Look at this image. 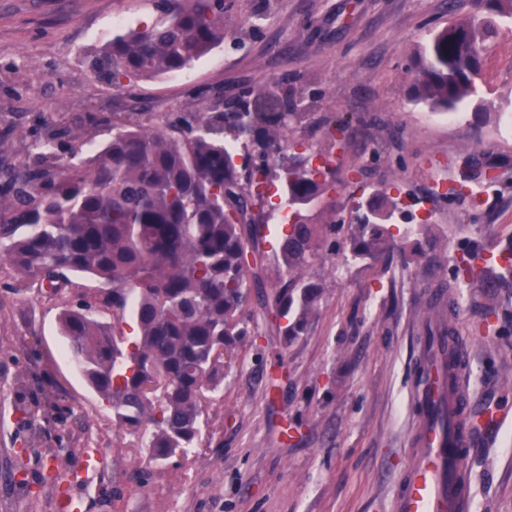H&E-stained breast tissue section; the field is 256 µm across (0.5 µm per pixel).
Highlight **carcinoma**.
Instances as JSON below:
<instances>
[{"label":"carcinoma","instance_id":"cac0c4a2","mask_svg":"<svg viewBox=\"0 0 512 512\" xmlns=\"http://www.w3.org/2000/svg\"><path fill=\"white\" fill-rule=\"evenodd\" d=\"M512 19V0H474V13L442 28L413 68L415 98L434 112H455L476 92L482 61L499 20ZM224 40V0H165L154 24L112 38L93 71L115 87L133 77L178 73ZM246 111L218 101L147 128L138 118H88L108 133L94 155L74 162L85 145L80 129L49 122L23 147L0 198V264L17 280L62 306L60 329L68 354L106 401L119 427L142 432L149 460L160 462L192 447L201 434L207 394L224 385L230 361L254 329L251 283L260 279L256 246L268 225L258 211L274 181L292 209L280 245L286 276L265 301L283 321L290 343L316 315L322 284L308 274L318 248L342 251L355 263L384 273L396 249L390 221L398 203L383 192L356 206L357 223L312 224L303 211L336 187L332 156L288 153L285 134L307 113L270 87L249 92ZM243 158L238 164L237 158ZM470 157L456 187L496 181ZM453 277L439 287H459L464 275L494 294L512 290V244L497 267L470 263L462 250ZM78 275L100 286L69 306ZM112 320L105 321L102 314ZM137 324L125 336L126 317Z\"/></svg>","mask_w":512,"mask_h":512}]
</instances>
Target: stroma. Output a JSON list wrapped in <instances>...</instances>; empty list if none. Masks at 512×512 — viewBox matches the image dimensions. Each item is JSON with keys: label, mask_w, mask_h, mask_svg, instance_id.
Segmentation results:
<instances>
[{"label": "stroma", "mask_w": 512, "mask_h": 512, "mask_svg": "<svg viewBox=\"0 0 512 512\" xmlns=\"http://www.w3.org/2000/svg\"><path fill=\"white\" fill-rule=\"evenodd\" d=\"M162 2L0 0V159H18L9 127L31 136L43 123L71 126L100 112L117 121L137 112L153 125L275 82L309 106L294 138L310 154L333 155L336 188L311 211L312 223H354L362 193L397 198L409 190L429 214L412 230L425 254L395 251L389 288L374 270L319 249L310 269L324 284L318 313L284 345L262 309L285 273L276 251L289 231L285 200L271 190L263 272L252 291L257 341L237 351L203 413L201 440L159 463L138 434L116 427L74 368L59 305L34 290L18 293L13 271L0 266V497L15 483L20 449L56 448L51 468L30 461V492L14 500L13 512H58L64 492L83 497L85 512H389L416 425L418 311L430 303L435 267H453L462 238L490 262L512 239V134L504 129L512 24H499L461 118L433 123L410 93L412 67L430 35L471 13L473 0H224L223 43L184 71L120 88L95 75L88 61L112 39L113 16L142 28L160 17ZM338 120L351 130L334 148L322 130ZM468 154L500 180L479 210L465 198L431 195L435 184L457 178ZM455 295L452 324L467 346L464 405L477 422L490 411L512 418V389L498 378L512 367V336L475 335L483 289ZM88 448L102 456L89 472ZM54 470L79 480L50 483ZM465 477L469 512H512V427L496 438L471 432Z\"/></svg>", "instance_id": "1"}]
</instances>
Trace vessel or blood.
I'll use <instances>...</instances> for the list:
<instances>
[{
	"label": "vessel or blood",
	"mask_w": 512,
	"mask_h": 512,
	"mask_svg": "<svg viewBox=\"0 0 512 512\" xmlns=\"http://www.w3.org/2000/svg\"><path fill=\"white\" fill-rule=\"evenodd\" d=\"M442 374L430 368L415 397L423 411L407 439L409 463L390 512H466L468 490L461 468L466 437L458 429L456 402L442 397Z\"/></svg>",
	"instance_id": "1"
}]
</instances>
